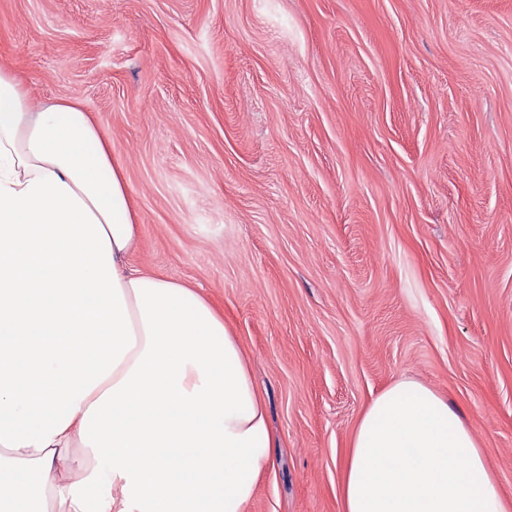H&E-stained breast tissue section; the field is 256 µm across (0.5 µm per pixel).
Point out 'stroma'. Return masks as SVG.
Listing matches in <instances>:
<instances>
[{
  "label": "stroma",
  "instance_id": "1",
  "mask_svg": "<svg viewBox=\"0 0 512 512\" xmlns=\"http://www.w3.org/2000/svg\"><path fill=\"white\" fill-rule=\"evenodd\" d=\"M0 64L94 114L131 264L249 356L272 466L244 512H342L401 378L448 398L512 507V0H0Z\"/></svg>",
  "mask_w": 512,
  "mask_h": 512
}]
</instances>
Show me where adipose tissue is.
<instances>
[{
    "mask_svg": "<svg viewBox=\"0 0 512 512\" xmlns=\"http://www.w3.org/2000/svg\"><path fill=\"white\" fill-rule=\"evenodd\" d=\"M138 211L92 113L32 109L0 66V512H243L266 406L212 303L130 267ZM344 512H508L459 412L382 389L352 436Z\"/></svg>",
    "mask_w": 512,
    "mask_h": 512,
    "instance_id": "1",
    "label": "adipose tissue"
}]
</instances>
